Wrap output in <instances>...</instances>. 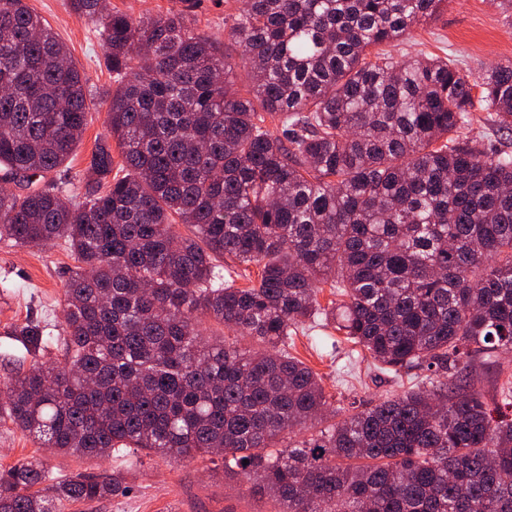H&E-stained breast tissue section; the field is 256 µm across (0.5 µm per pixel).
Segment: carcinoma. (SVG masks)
<instances>
[{
	"label": "carcinoma",
	"mask_w": 512,
	"mask_h": 512,
	"mask_svg": "<svg viewBox=\"0 0 512 512\" xmlns=\"http://www.w3.org/2000/svg\"><path fill=\"white\" fill-rule=\"evenodd\" d=\"M446 3L242 0L224 38L248 63L243 94L236 60L190 21L196 0L149 17L71 0L105 46L115 87L99 96L25 0H0V180L26 181L0 188V237L62 242L79 263L63 361L1 376L0 419L63 455L220 458L274 512H512V375L491 398L483 377L512 349V152L471 135L474 83L453 61L368 59ZM480 88L512 132V60ZM99 97L107 136L82 192L33 187ZM226 257L258 282L236 286ZM203 318L230 335L204 337ZM307 321L382 372L432 377L319 430L331 403L285 348ZM13 336L50 342L39 321ZM119 489L24 458L0 469V512Z\"/></svg>",
	"instance_id": "obj_1"
}]
</instances>
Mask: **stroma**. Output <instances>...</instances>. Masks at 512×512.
I'll return each mask as SVG.
<instances>
[{
    "label": "stroma",
    "instance_id": "1",
    "mask_svg": "<svg viewBox=\"0 0 512 512\" xmlns=\"http://www.w3.org/2000/svg\"><path fill=\"white\" fill-rule=\"evenodd\" d=\"M68 48L90 85L108 88L112 73L104 63L105 48L95 26L75 13L70 0H25ZM240 0H200L194 12L199 28L215 40L224 38V20L234 16ZM395 57L417 56L453 60L459 68L481 73L486 66L512 59V21L505 18L499 0H448L438 17L413 27L410 36L388 44ZM109 104L96 100L89 123L72 159L51 180L80 189L92 151L105 132ZM76 266L64 245L19 246L0 239V376L12 370L61 360L62 353L50 348L39 355L26 353L12 330L28 320L48 324L52 334L63 327L64 290ZM288 351L322 379L326 392L344 415L351 404L366 405L398 394L426 380L421 370L396 376L374 371L361 349L347 342L334 327H305L288 339ZM48 456L58 478L79 473L117 476L123 493L94 502L67 506L65 512H272L265 497L250 490L238 476L215 474L196 459H162L144 450H128L123 456L103 460L76 456L47 455L33 437L0 420V467L35 456Z\"/></svg>",
    "mask_w": 512,
    "mask_h": 512
}]
</instances>
